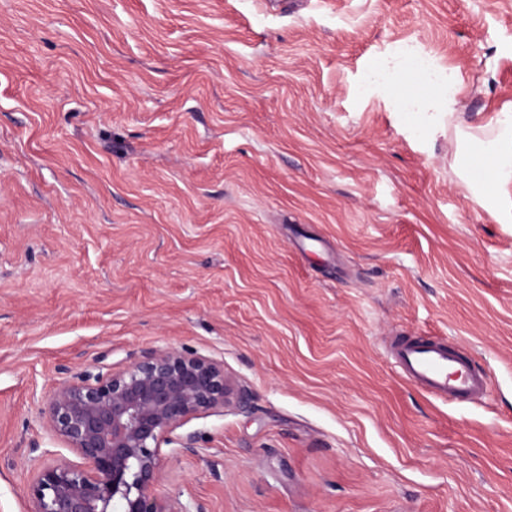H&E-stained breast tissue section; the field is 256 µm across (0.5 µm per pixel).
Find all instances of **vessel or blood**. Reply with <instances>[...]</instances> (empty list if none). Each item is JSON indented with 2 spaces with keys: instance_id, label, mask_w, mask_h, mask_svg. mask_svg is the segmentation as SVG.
<instances>
[{
  "instance_id": "vessel-or-blood-1",
  "label": "vessel or blood",
  "mask_w": 512,
  "mask_h": 512,
  "mask_svg": "<svg viewBox=\"0 0 512 512\" xmlns=\"http://www.w3.org/2000/svg\"><path fill=\"white\" fill-rule=\"evenodd\" d=\"M401 372L415 385L453 401H468L487 393L489 380L457 350L434 340L403 341L393 349Z\"/></svg>"
}]
</instances>
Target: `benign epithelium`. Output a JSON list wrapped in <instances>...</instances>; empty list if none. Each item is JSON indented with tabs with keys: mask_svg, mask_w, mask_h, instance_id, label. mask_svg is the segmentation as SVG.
<instances>
[{
	"mask_svg": "<svg viewBox=\"0 0 512 512\" xmlns=\"http://www.w3.org/2000/svg\"><path fill=\"white\" fill-rule=\"evenodd\" d=\"M224 364L176 347L154 349L127 368L74 374L47 398V430L78 454L40 466L33 512H188L155 496L162 445L195 451L196 434L172 436L191 418L224 407Z\"/></svg>",
	"mask_w": 512,
	"mask_h": 512,
	"instance_id": "1",
	"label": "benign epithelium"
}]
</instances>
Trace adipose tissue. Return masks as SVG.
Instances as JSON below:
<instances>
[{"instance_id":"ef3b65f1","label":"adipose tissue","mask_w":512,"mask_h":512,"mask_svg":"<svg viewBox=\"0 0 512 512\" xmlns=\"http://www.w3.org/2000/svg\"><path fill=\"white\" fill-rule=\"evenodd\" d=\"M358 94L393 99L415 132H424V117L454 135V164L460 179L501 223H512V110L496 113L488 123L491 140H474L459 123L462 83L457 71L441 73L422 52L402 48L369 69Z\"/></svg>"}]
</instances>
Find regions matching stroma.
I'll return each mask as SVG.
<instances>
[{
	"mask_svg": "<svg viewBox=\"0 0 512 512\" xmlns=\"http://www.w3.org/2000/svg\"><path fill=\"white\" fill-rule=\"evenodd\" d=\"M512 107V0H0V512L68 373L173 346L223 408L162 448L205 512H512V224L363 73L397 47ZM490 378L454 403L396 338Z\"/></svg>",
	"mask_w": 512,
	"mask_h": 512,
	"instance_id": "stroma-1",
	"label": "stroma"
}]
</instances>
